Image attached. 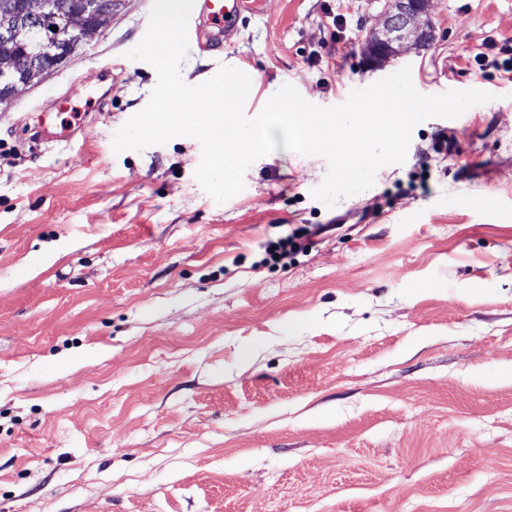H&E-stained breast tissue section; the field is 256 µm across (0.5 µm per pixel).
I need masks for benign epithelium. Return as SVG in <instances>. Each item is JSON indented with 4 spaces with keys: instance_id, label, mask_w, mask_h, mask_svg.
Segmentation results:
<instances>
[{
    "instance_id": "7a95c632",
    "label": "benign epithelium",
    "mask_w": 512,
    "mask_h": 512,
    "mask_svg": "<svg viewBox=\"0 0 512 512\" xmlns=\"http://www.w3.org/2000/svg\"><path fill=\"white\" fill-rule=\"evenodd\" d=\"M385 4L381 25L368 31L362 46L363 55L373 63L401 54L409 42L424 46L432 38L429 23L420 22L428 0H385Z\"/></svg>"
}]
</instances>
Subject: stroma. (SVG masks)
<instances>
[{
    "label": "stroma",
    "mask_w": 512,
    "mask_h": 512,
    "mask_svg": "<svg viewBox=\"0 0 512 512\" xmlns=\"http://www.w3.org/2000/svg\"><path fill=\"white\" fill-rule=\"evenodd\" d=\"M152 5L0 105V512H512V0H431L433 43L377 69L380 0H262L189 41L184 82L241 70L250 117L405 66L495 94L330 208L320 156L219 204L194 138L114 152L158 81L127 56Z\"/></svg>",
    "instance_id": "obj_1"
}]
</instances>
